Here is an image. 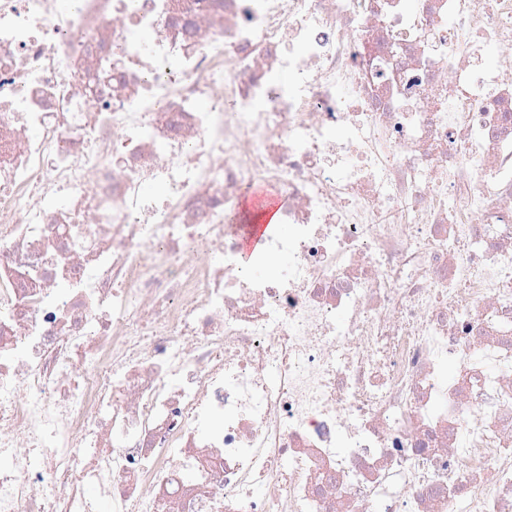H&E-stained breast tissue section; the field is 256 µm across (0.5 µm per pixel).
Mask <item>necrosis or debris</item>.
<instances>
[{
	"instance_id": "necrosis-or-debris-1",
	"label": "necrosis or debris",
	"mask_w": 512,
	"mask_h": 512,
	"mask_svg": "<svg viewBox=\"0 0 512 512\" xmlns=\"http://www.w3.org/2000/svg\"><path fill=\"white\" fill-rule=\"evenodd\" d=\"M0 512H512V0H0Z\"/></svg>"
}]
</instances>
